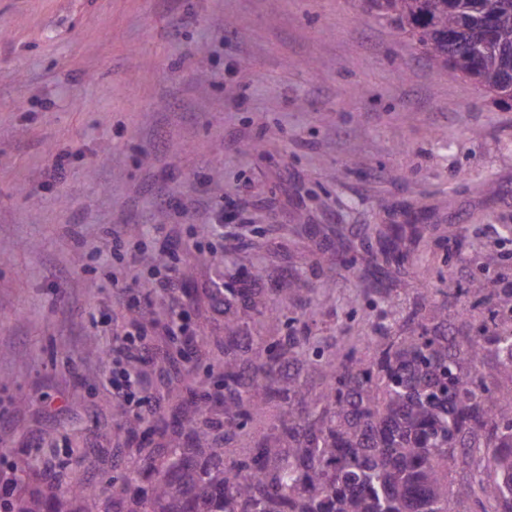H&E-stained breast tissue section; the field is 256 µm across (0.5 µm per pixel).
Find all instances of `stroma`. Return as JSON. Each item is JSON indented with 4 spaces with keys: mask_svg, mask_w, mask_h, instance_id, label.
<instances>
[{
    "mask_svg": "<svg viewBox=\"0 0 512 512\" xmlns=\"http://www.w3.org/2000/svg\"><path fill=\"white\" fill-rule=\"evenodd\" d=\"M389 224L412 254L381 267ZM511 227L512 110L365 0H0V484L66 503L140 450L167 464L180 419L223 438L217 285L276 300L240 329L265 342L308 281L325 348L465 285ZM142 308L138 390L162 412L130 430L112 334Z\"/></svg>",
    "mask_w": 512,
    "mask_h": 512,
    "instance_id": "obj_1",
    "label": "stroma"
}]
</instances>
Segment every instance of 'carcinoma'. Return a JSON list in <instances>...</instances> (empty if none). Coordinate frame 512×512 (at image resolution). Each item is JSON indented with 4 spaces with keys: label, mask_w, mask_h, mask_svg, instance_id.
I'll return each mask as SVG.
<instances>
[{
    "label": "carcinoma",
    "mask_w": 512,
    "mask_h": 512,
    "mask_svg": "<svg viewBox=\"0 0 512 512\" xmlns=\"http://www.w3.org/2000/svg\"><path fill=\"white\" fill-rule=\"evenodd\" d=\"M494 2L493 24L485 6ZM421 49L428 63L486 92L512 80V0H367ZM377 260L403 263L409 252L393 227L379 235ZM508 255L485 257L466 287L439 289L442 299L414 303L394 330L379 328L352 342L340 330L327 352L313 337L290 335L252 344L237 335L275 303L224 294L231 313L224 337V445L197 434L195 447L171 467L150 456L136 474L151 495L131 491L137 478L75 493L70 512H512V276ZM472 313L448 309L460 298ZM321 375L317 389L308 374ZM277 401L287 404L276 433L230 455L226 446ZM3 507L58 512L47 498Z\"/></svg>",
    "instance_id": "1"
}]
</instances>
